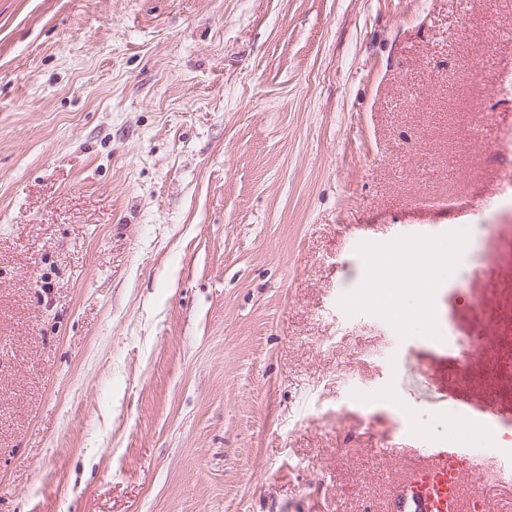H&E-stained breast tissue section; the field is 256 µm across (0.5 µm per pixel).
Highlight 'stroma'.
Instances as JSON below:
<instances>
[{"mask_svg": "<svg viewBox=\"0 0 512 512\" xmlns=\"http://www.w3.org/2000/svg\"><path fill=\"white\" fill-rule=\"evenodd\" d=\"M492 306L512 0H0V512H388L434 448L512 512ZM435 254V246H404L400 253V259L403 267L410 264L419 265L424 274L431 276L436 271V266L432 261Z\"/></svg>", "mask_w": 512, "mask_h": 512, "instance_id": "35a3bbf8", "label": "stroma"}]
</instances>
